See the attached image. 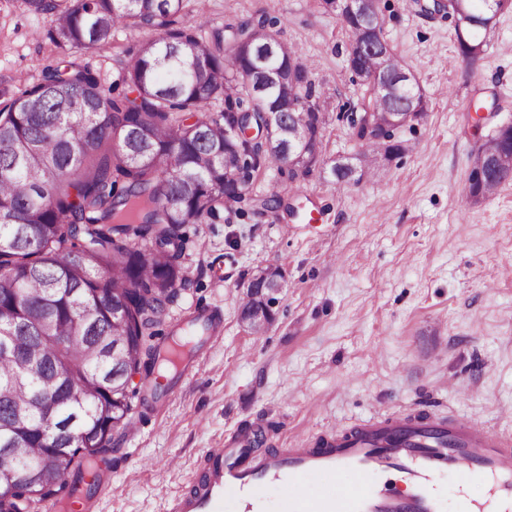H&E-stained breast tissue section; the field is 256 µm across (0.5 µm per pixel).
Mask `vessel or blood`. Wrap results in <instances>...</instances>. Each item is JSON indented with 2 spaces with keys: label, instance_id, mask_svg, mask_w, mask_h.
Instances as JSON below:
<instances>
[{
  "label": "vessel or blood",
  "instance_id": "1",
  "mask_svg": "<svg viewBox=\"0 0 512 512\" xmlns=\"http://www.w3.org/2000/svg\"><path fill=\"white\" fill-rule=\"evenodd\" d=\"M398 473L396 492L383 482ZM451 476L462 486L482 480L485 493L512 512V433L473 420L376 417L303 441L256 451L243 433L207 449L194 488L171 497L166 512H448L438 487Z\"/></svg>",
  "mask_w": 512,
  "mask_h": 512
}]
</instances>
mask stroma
<instances>
[{
    "label": "stroma",
    "mask_w": 512,
    "mask_h": 512,
    "mask_svg": "<svg viewBox=\"0 0 512 512\" xmlns=\"http://www.w3.org/2000/svg\"><path fill=\"white\" fill-rule=\"evenodd\" d=\"M384 36L427 101L399 136L410 149L373 176L336 182L334 160L357 141L340 108L359 103L347 69L350 39L322 0H185L183 25L209 30L263 15L298 45L325 116L321 163L298 178L285 210L224 206L185 227L188 279L159 326L205 313L220 322L195 357L165 379L157 401L131 399L136 431L112 436L111 466L93 489L95 512H165L188 489L206 449L251 433L255 448L388 414L467 416L512 432V181L472 203L469 175L483 143L512 124V8L487 35L481 66L466 71L448 19L418 0H380ZM51 16L0 0V108L46 66L89 65L112 86L148 30L119 27L105 47L75 52L49 38ZM491 107L480 132L469 116ZM279 268L285 286L272 322L240 319L254 273Z\"/></svg>",
    "instance_id": "1"
}]
</instances>
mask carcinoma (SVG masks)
<instances>
[{
    "instance_id": "1",
    "label": "carcinoma",
    "mask_w": 512,
    "mask_h": 512,
    "mask_svg": "<svg viewBox=\"0 0 512 512\" xmlns=\"http://www.w3.org/2000/svg\"><path fill=\"white\" fill-rule=\"evenodd\" d=\"M50 14L59 47L93 50L117 26L149 29L121 72L127 91L105 89L88 66H48L41 81L0 109V459L17 477L0 491V512H36L74 475L79 497L86 475L100 484L109 466L112 433L131 424L128 379L161 394L160 367L184 354L173 330L155 342L167 305L185 287L180 265L187 224H201L221 205L246 202L272 210L281 194L255 200L245 188L265 166L286 158L261 142L227 130L248 113L255 124L275 114L279 128H300L320 152L322 110L300 51L278 38L280 19L262 16L220 32L178 25L184 0H27ZM269 32L259 39L256 30ZM467 69L487 48L476 29L454 27ZM274 44L268 51L267 44ZM375 55L351 60L356 77ZM278 69L281 87L255 92L245 77ZM224 96L221 117L211 101ZM424 96L415 84L397 97H370L361 111L407 112ZM195 116L185 123V114ZM368 139L373 160L406 152L393 133L352 123ZM512 154V125L489 138L474 159ZM336 182L361 180L376 165L337 163ZM512 180L511 170L474 184L477 204Z\"/></svg>"
}]
</instances>
